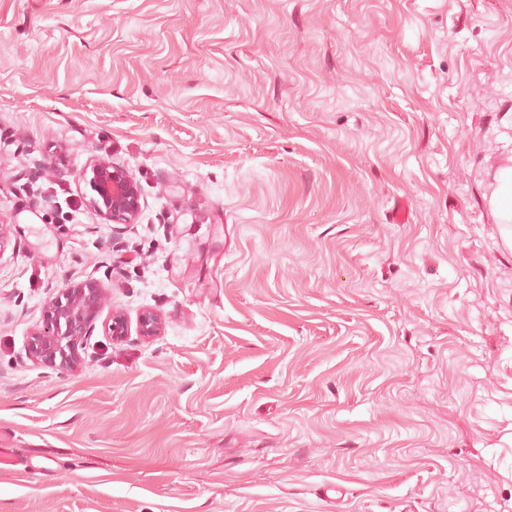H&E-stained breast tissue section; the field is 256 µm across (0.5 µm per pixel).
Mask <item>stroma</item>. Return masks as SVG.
Masks as SVG:
<instances>
[{"label":"stroma","instance_id":"35a3bbf8","mask_svg":"<svg viewBox=\"0 0 512 512\" xmlns=\"http://www.w3.org/2000/svg\"><path fill=\"white\" fill-rule=\"evenodd\" d=\"M505 165L512 0H0V512H512ZM90 278L126 339L29 360ZM89 185L92 195L87 208L113 224H135L141 213V190L138 181L125 168L103 158L91 164ZM498 188L491 204L499 224H504L502 233L510 243L512 241V166L500 169L496 175Z\"/></svg>","mask_w":512,"mask_h":512}]
</instances>
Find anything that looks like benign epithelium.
Masks as SVG:
<instances>
[{"label":"benign epithelium","mask_w":512,"mask_h":512,"mask_svg":"<svg viewBox=\"0 0 512 512\" xmlns=\"http://www.w3.org/2000/svg\"><path fill=\"white\" fill-rule=\"evenodd\" d=\"M90 168L92 195L86 200L87 208L113 224L137 223L141 190L135 177L103 158L93 160ZM106 302L105 285L92 279L66 282L45 303L44 324L33 329L28 338V358L57 370H75L81 363L84 342L92 336ZM162 326L161 317L152 311L142 312L138 319V332L143 337L158 335ZM107 331L112 340L123 341L129 335L125 315L112 311Z\"/></svg>","instance_id":"1"}]
</instances>
